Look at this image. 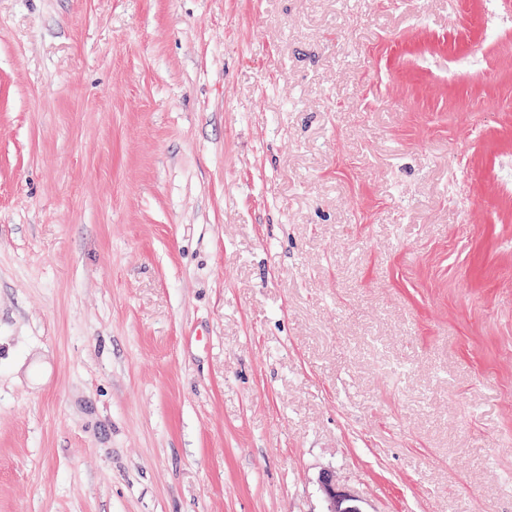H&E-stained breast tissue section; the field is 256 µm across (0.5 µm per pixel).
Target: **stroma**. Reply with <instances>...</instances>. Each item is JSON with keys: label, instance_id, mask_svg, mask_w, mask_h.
I'll return each instance as SVG.
<instances>
[{"label": "stroma", "instance_id": "obj_1", "mask_svg": "<svg viewBox=\"0 0 512 512\" xmlns=\"http://www.w3.org/2000/svg\"><path fill=\"white\" fill-rule=\"evenodd\" d=\"M481 31L0 0V512H326L325 471L363 512H512V31Z\"/></svg>", "mask_w": 512, "mask_h": 512}]
</instances>
